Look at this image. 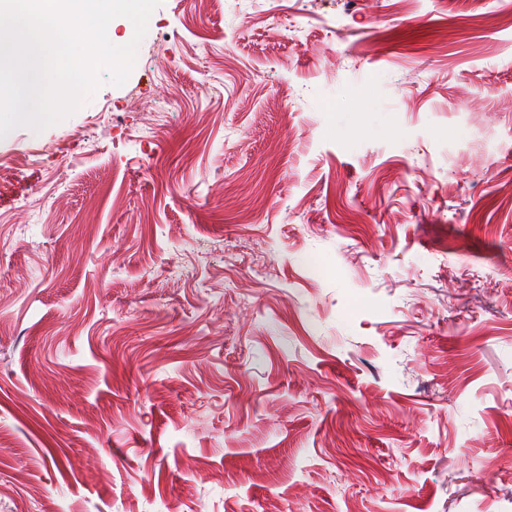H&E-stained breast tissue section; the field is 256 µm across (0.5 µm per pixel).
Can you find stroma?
<instances>
[{
  "instance_id": "stroma-1",
  "label": "stroma",
  "mask_w": 512,
  "mask_h": 512,
  "mask_svg": "<svg viewBox=\"0 0 512 512\" xmlns=\"http://www.w3.org/2000/svg\"><path fill=\"white\" fill-rule=\"evenodd\" d=\"M498 10L162 0L0 139V512H512Z\"/></svg>"
}]
</instances>
